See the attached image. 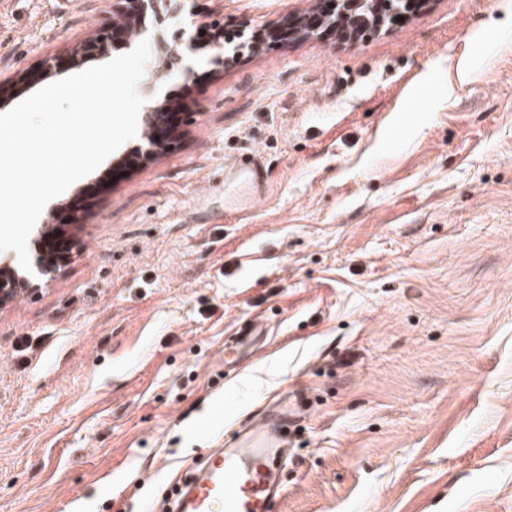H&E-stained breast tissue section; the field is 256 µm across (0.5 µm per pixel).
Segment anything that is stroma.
Listing matches in <instances>:
<instances>
[{
    "instance_id": "35a3bbf8",
    "label": "stroma",
    "mask_w": 512,
    "mask_h": 512,
    "mask_svg": "<svg viewBox=\"0 0 512 512\" xmlns=\"http://www.w3.org/2000/svg\"><path fill=\"white\" fill-rule=\"evenodd\" d=\"M321 2L185 0L161 32L194 39L191 94L139 84L179 101L171 148L127 140L44 208L31 239L59 225L73 247L0 306V512H162L287 394L275 512H512V0L288 35ZM114 24L112 0H0V110L33 71L126 53H77ZM240 158L265 180L236 224ZM381 8L378 11V14L374 17V19L367 23L355 24L353 25L348 19H338V11H332V6L329 3H326L323 7L321 15H312L309 19L310 21L314 20L317 17L325 16L327 14H334L336 17V37L343 41H349L351 39H355L357 37L363 36L368 31H377L382 28H389L396 22L400 21L402 16H390V14L386 13L384 9V5L380 4Z\"/></svg>"
}]
</instances>
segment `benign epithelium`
<instances>
[{
  "mask_svg": "<svg viewBox=\"0 0 512 512\" xmlns=\"http://www.w3.org/2000/svg\"><path fill=\"white\" fill-rule=\"evenodd\" d=\"M120 22L112 32V41L129 43L125 38L127 24H132L138 32L144 33V14L152 11L154 23L161 26L178 16L183 0H113ZM153 55L164 60L161 69H153L155 79L177 75L187 81L192 74L191 68L184 64V55L180 48L169 43L159 34H154ZM168 98H158L152 104L142 108V130L149 144L146 157H152L167 149L174 136L170 123L171 113ZM59 236L57 229L46 228L41 240L45 247L38 257L36 271L27 273L18 270L9 261L0 263V306L14 299L18 294L32 293L55 280L61 273L67 251L55 246L54 238Z\"/></svg>",
  "mask_w": 512,
  "mask_h": 512,
  "instance_id": "benign-epithelium-1",
  "label": "benign epithelium"
}]
</instances>
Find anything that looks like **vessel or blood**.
I'll return each mask as SVG.
<instances>
[{
	"label": "vessel or blood",
	"mask_w": 512,
	"mask_h": 512,
	"mask_svg": "<svg viewBox=\"0 0 512 512\" xmlns=\"http://www.w3.org/2000/svg\"><path fill=\"white\" fill-rule=\"evenodd\" d=\"M224 181L246 188L245 198L233 195L228 201L229 210L240 211L260 196L264 172L258 163L240 159L225 167ZM292 426L287 413L271 415L231 445L212 450L182 480L175 512H275Z\"/></svg>",
	"instance_id": "b4317fda"
}]
</instances>
